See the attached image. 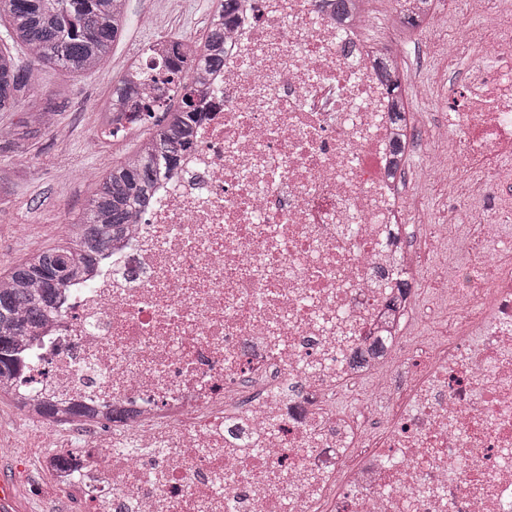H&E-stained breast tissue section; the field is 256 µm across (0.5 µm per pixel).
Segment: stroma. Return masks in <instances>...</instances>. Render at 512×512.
<instances>
[{"label":"stroma","mask_w":512,"mask_h":512,"mask_svg":"<svg viewBox=\"0 0 512 512\" xmlns=\"http://www.w3.org/2000/svg\"><path fill=\"white\" fill-rule=\"evenodd\" d=\"M218 0H128L126 29L98 68L83 74L45 69L41 87L54 99L60 116L23 148L0 142V167L12 164L10 180L0 192V275L28 255L61 246L60 223L77 216L90 198L93 174L119 164L137 150L156 129L155 120L133 132L107 136L99 114L112 96V87L131 59L144 55L156 40L186 35L201 36ZM458 12L437 6L432 19L410 34V45L400 60L410 108L417 114L415 131L427 137L441 119L449 95L458 94L464 81L460 66L449 63L447 38L460 27ZM423 163L411 153L412 178L402 185L409 204L440 218L451 215L449 238L468 229L471 212L449 213L450 186L420 185L415 176ZM39 423L24 417L8 401L0 400V438L17 444L10 457H0V470L17 476L33 512H80L77 502L57 494L41 467Z\"/></svg>","instance_id":"1"}]
</instances>
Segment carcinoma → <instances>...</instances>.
I'll return each mask as SVG.
<instances>
[{"label":"carcinoma","mask_w":512,"mask_h":512,"mask_svg":"<svg viewBox=\"0 0 512 512\" xmlns=\"http://www.w3.org/2000/svg\"><path fill=\"white\" fill-rule=\"evenodd\" d=\"M422 8L405 11L401 18L412 27L432 14L433 0H417ZM239 7L238 0H222L208 23L197 74L224 65V27ZM127 0H4L0 18L11 46L0 44V112L29 105L28 117L0 129V139L17 147L33 134L32 126L55 124L57 109L40 102L41 73L47 67L81 73L97 68L125 31ZM23 51L20 60L13 48ZM161 83L154 96L142 92L145 79ZM382 82L393 93L397 117L408 112L400 92L396 61L384 64ZM177 97L175 109L163 111L154 134L124 162L95 179V193L80 217L68 225L66 245L35 253L0 276V396L20 409L12 385L22 338L37 332L54 312L69 283L85 274L101 253L135 223L146 209L162 168L177 163L190 149L192 123L197 118L196 78L184 56L174 53L150 61L141 71L126 69L112 89V99L102 111L101 125L121 132L120 117L127 112L145 121L159 111L156 102Z\"/></svg>","instance_id":"cac0c4a2"}]
</instances>
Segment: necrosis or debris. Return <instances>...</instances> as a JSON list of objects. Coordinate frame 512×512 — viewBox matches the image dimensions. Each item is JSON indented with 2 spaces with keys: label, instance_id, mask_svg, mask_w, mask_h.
Masks as SVG:
<instances>
[{
  "label": "necrosis or debris",
  "instance_id": "necrosis-or-debris-1",
  "mask_svg": "<svg viewBox=\"0 0 512 512\" xmlns=\"http://www.w3.org/2000/svg\"><path fill=\"white\" fill-rule=\"evenodd\" d=\"M461 7L463 103L412 143L424 181L471 179L447 337L405 334L448 226L400 193L377 15L243 0L193 148L24 340L20 398L74 411L68 441L40 417L41 462L81 512H512V0ZM366 381L376 425L335 405Z\"/></svg>",
  "mask_w": 512,
  "mask_h": 512
}]
</instances>
